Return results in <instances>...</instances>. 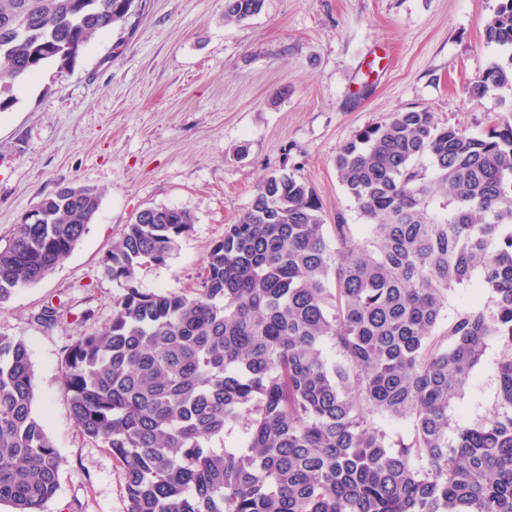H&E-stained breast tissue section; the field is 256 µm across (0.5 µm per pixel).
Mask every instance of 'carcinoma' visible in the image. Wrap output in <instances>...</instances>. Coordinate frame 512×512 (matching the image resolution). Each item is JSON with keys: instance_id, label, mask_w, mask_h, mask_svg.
<instances>
[{"instance_id": "cac0c4a2", "label": "carcinoma", "mask_w": 512, "mask_h": 512, "mask_svg": "<svg viewBox=\"0 0 512 512\" xmlns=\"http://www.w3.org/2000/svg\"><path fill=\"white\" fill-rule=\"evenodd\" d=\"M264 0H224V24ZM138 0H0V112L20 77L73 62L124 28ZM512 49V0L484 24ZM512 89V54L469 88ZM364 236L325 235L314 190L272 173L205 258L189 294L141 287L194 217L151 207L102 261L112 319L62 352L78 428L121 471L128 512H512V121L483 135L431 112L392 113L335 160ZM102 193L66 186L42 224L0 238V307L85 235ZM473 305L441 324L450 292ZM496 400L461 414L489 343ZM24 339L0 334V504L44 512L62 459L34 413ZM412 435L393 441L386 421Z\"/></svg>"}]
</instances>
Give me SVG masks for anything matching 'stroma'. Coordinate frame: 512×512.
Instances as JSON below:
<instances>
[{"mask_svg": "<svg viewBox=\"0 0 512 512\" xmlns=\"http://www.w3.org/2000/svg\"><path fill=\"white\" fill-rule=\"evenodd\" d=\"M499 2L264 0L228 26L224 0H142L125 30L16 82L15 104L0 112V236L60 187L102 191L71 254L0 309V333L28 345L35 412L63 459L45 512L128 509L111 454L70 414L60 368L66 345L112 317L122 290L101 264L125 224L148 207L191 212L192 233L165 264L140 272L142 287L179 292L196 286L210 246L271 173L308 183L326 224L361 223L335 168L357 131L406 110L477 135L512 119V90L468 93L512 54L484 41ZM51 302L66 313L47 328L36 316ZM497 354L488 346L474 370L465 419L492 407Z\"/></svg>", "mask_w": 512, "mask_h": 512, "instance_id": "1", "label": "stroma"}]
</instances>
